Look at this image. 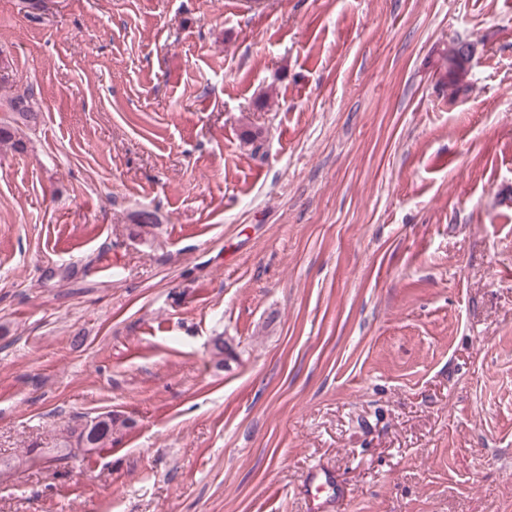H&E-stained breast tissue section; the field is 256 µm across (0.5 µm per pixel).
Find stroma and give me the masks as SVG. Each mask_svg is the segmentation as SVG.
Instances as JSON below:
<instances>
[{
  "label": "stroma",
  "instance_id": "1",
  "mask_svg": "<svg viewBox=\"0 0 512 512\" xmlns=\"http://www.w3.org/2000/svg\"><path fill=\"white\" fill-rule=\"evenodd\" d=\"M27 3L0 512H512V0ZM472 44L464 40H454L448 47V52L454 54V66L448 70V85L457 86L467 78L466 63L472 56ZM130 421L129 419H121L118 414L108 412L70 428L61 443L65 449L69 448V451L61 454L60 459L71 457L74 448L77 451L87 453L103 448L107 442L112 441V432L116 427H128Z\"/></svg>",
  "mask_w": 512,
  "mask_h": 512
}]
</instances>
